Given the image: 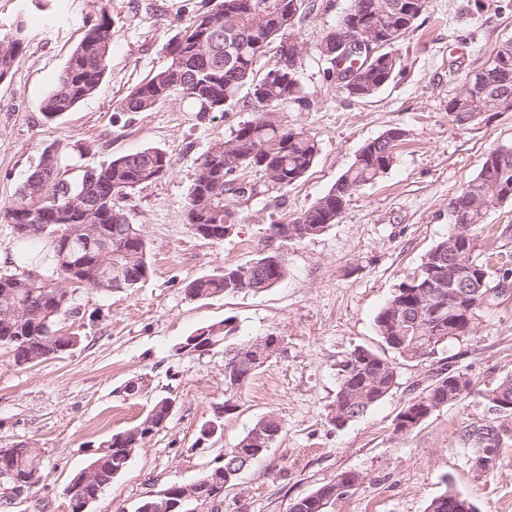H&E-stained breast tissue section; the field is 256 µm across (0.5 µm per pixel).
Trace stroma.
Returning <instances> with one entry per match:
<instances>
[{"label": "stroma", "mask_w": 512, "mask_h": 512, "mask_svg": "<svg viewBox=\"0 0 512 512\" xmlns=\"http://www.w3.org/2000/svg\"><path fill=\"white\" fill-rule=\"evenodd\" d=\"M350 0H315L298 26V73L308 104L288 105L289 127L315 135L321 151L308 173L283 190L239 200L233 234L212 241L194 234L185 203L196 169L212 143L230 137L253 112L195 113L173 98L150 112L118 104L166 61L169 39L211 0H0V31L26 27V47L0 80V207L9 205L46 147L61 159L60 177L76 184L84 167L144 148L164 151L168 171L131 192L124 207L141 230L152 263L139 288L104 292L75 287L77 316L58 323L78 337L61 357L21 368L0 348V448L40 449L38 485L14 497L0 483V512H69L66 488L102 442L139 423L162 397L176 402L164 426L133 454L125 472L100 494L92 512H134L148 495L190 483L214 466L254 422L277 414L284 431L263 457L224 490L219 508L196 512H289L297 500L338 474L364 481L331 512H426L447 491L470 498L478 512H512V419L497 447L473 444L466 429L492 415L488 394L512 375V290L483 309L465 337L434 354L398 361L399 385L362 418L336 426L331 408L340 369L357 348L391 357L375 317L425 253L449 231L448 202L481 168L491 149L512 147V111L488 112L458 125L448 102L489 63L492 49L512 40V0H427L397 47L403 65L368 98H354L323 73L317 46ZM112 19V58L94 94L47 120L41 103L53 89L88 22ZM407 131L393 165L362 186L341 218L321 234L289 242L287 274L259 293L189 297L197 278L243 264L268 249L267 229L291 224L323 197L360 148L388 129ZM49 238L20 259L11 224L0 219V274L50 278ZM231 320L235 343L279 337L280 348L238 392L209 440L200 429L224 403L223 350L187 354L186 336ZM467 374L472 390L437 411L413 434L393 420L413 384L441 364ZM144 380L137 395L130 382Z\"/></svg>", "instance_id": "stroma-1"}]
</instances>
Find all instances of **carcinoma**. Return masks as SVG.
I'll list each match as a JSON object with an SVG mask.
<instances>
[{
	"instance_id": "obj_1",
	"label": "carcinoma",
	"mask_w": 512,
	"mask_h": 512,
	"mask_svg": "<svg viewBox=\"0 0 512 512\" xmlns=\"http://www.w3.org/2000/svg\"><path fill=\"white\" fill-rule=\"evenodd\" d=\"M240 0H215L213 8L196 13L187 26L172 37L166 47L167 62L150 77L139 83L120 102L123 112H150L157 106L179 96L193 104L199 112H227L237 103L256 113L253 120L238 125L232 135L216 141L204 158V163L216 178L203 183L193 182L186 207L209 216L212 224L238 223L236 203L245 196H255L260 189H285L300 180L314 164L320 145L311 134L288 127L280 116L281 106L288 103L306 105L297 76L286 66L276 64L259 72V56L279 47L283 39L294 34L298 24L310 13L308 0H300L301 10L293 23H288L282 5L292 0H251L256 10L269 16L268 24L258 29L255 19L239 13ZM408 0H351L345 13L349 18L359 11L371 14L384 28H394V40L377 52L376 60L359 64L348 60L344 71L355 76L354 94L367 98L381 89L390 72H399L401 56L391 50L398 45L415 23L417 16L399 22L397 15ZM24 29L16 27L0 36V80L13 69L24 48ZM319 56L324 74L336 76V56L330 54V34L319 44ZM112 52V20L106 12L91 21L81 40L68 56L56 84L43 100L41 112L48 119L71 111L89 97L103 80ZM479 87L480 96L471 97L472 88ZM244 97H239L242 89ZM512 102V41L500 44L493 52L490 64L469 83H464L448 103V116L457 124L476 121L485 112H499L504 102ZM406 137V132L394 138L392 144L366 143L359 150L353 164L336 180L329 192L305 211L298 221L320 229L308 233L315 236L342 216V203L350 202L360 187L385 173L395 160V150ZM236 164L229 168L226 161ZM170 159L155 148L125 154L83 173L74 187L59 178V157L52 156L49 167L35 168L20 188L16 199L0 208V217L9 224H32L33 230L17 235L22 257H27L31 244L42 238L41 224H57L56 213L69 214L66 232L74 224H98L103 241L119 248H134L139 256L133 265L134 274L151 272L147 244L130 238L138 231L131 224L120 205V200L132 190L145 185V170L167 169ZM512 193V148L490 150L478 175L469 181L448 202V237L434 245L424 256L418 271L408 282H403L379 310L375 324L385 345L398 357L413 360L434 353L445 341L466 336L465 324L453 320L461 313L449 309L464 307L469 318L476 319L479 311L495 300L512 283V256L493 254L479 242L480 232L488 211L487 202L492 188ZM462 250L465 264L448 262L451 247ZM86 266L98 261V252L84 242L83 234L74 233L72 239L63 236L50 243L56 278L53 283L30 281L19 274H1L0 291L15 288L16 297L24 301L35 292L37 302L28 315L11 325H0V347L13 353V361L20 366L31 357L47 353V347L59 348L70 343L66 336L56 335L57 324L74 313L72 295L65 284L83 283L80 272H72L60 264L62 250ZM239 274V292H259L275 287L286 275V264L266 268L265 276H249V264L229 265ZM226 278L215 274L191 281L188 293L201 296L227 294ZM462 372L443 368L420 385L417 394L397 413L394 426L405 427L410 435L440 408L456 403L462 396L457 377ZM398 384L397 367L392 361L368 349H355L346 361L340 376L339 388L333 403V420L338 425L349 423L367 413L381 402ZM494 411L509 416L501 403H512V377L502 380L489 394ZM279 424L275 416L267 415L255 422L238 442L237 448L245 455L258 454L256 447L265 443L270 428ZM121 443L117 435L106 441L107 451L97 454L101 485L108 487L118 477L117 469L125 468L127 450H135L133 428ZM500 426L494 422L466 431L476 442L491 446L498 440ZM9 465L23 477L38 479L42 458L26 444L9 449ZM223 466L236 479L235 471L246 469L245 461L234 455V449L225 451ZM344 481H336L329 488H319L324 506H305L298 512H330L335 501L347 492L340 490ZM458 497L453 491L431 500L427 512H458Z\"/></svg>"
}]
</instances>
